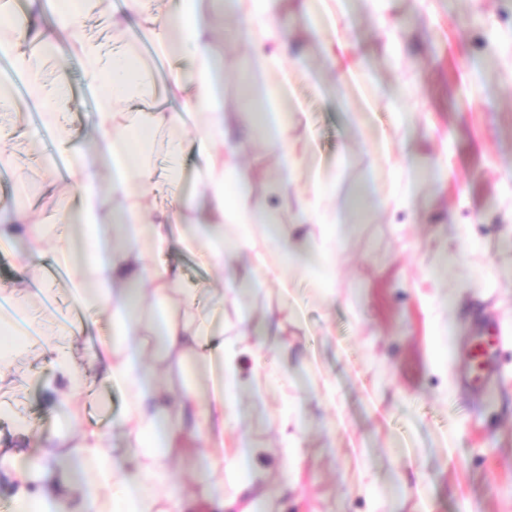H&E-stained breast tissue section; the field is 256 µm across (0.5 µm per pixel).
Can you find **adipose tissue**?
<instances>
[{"label": "adipose tissue", "mask_w": 512, "mask_h": 512, "mask_svg": "<svg viewBox=\"0 0 512 512\" xmlns=\"http://www.w3.org/2000/svg\"><path fill=\"white\" fill-rule=\"evenodd\" d=\"M100 0H56L52 13V36L68 35L93 80L104 89L102 105L93 128L99 141L89 152L72 129L56 126L59 151L69 157L68 172L59 175L53 154L43 156L34 175L42 181H63L76 196L78 207L63 211L61 223L79 226V238L58 236L52 248H44L41 224L26 212L14 209L0 225V242L10 243L17 271L23 277L39 279L47 252L66 256L76 243L84 250L76 277L85 284L86 326L107 320V338L91 346L82 363L62 352L59 341L68 335L67 326L52 324L37 329L41 347L55 355L57 373L66 389L60 407L77 417L79 406L69 391L83 376L95 374L122 386L125 411L121 422L126 438L124 457H116L109 436L99 429L67 431L42 438V456L24 459L22 453L0 448V474L15 488L14 512H196L206 503L211 512H224V477L242 471L239 459L224 457V426L227 396L240 386V353L225 354L224 336L210 333L205 319L194 308V298L183 300L182 313H173L169 301L178 280L177 267L170 263L175 228L188 226L183 237L185 249L203 248L208 264L230 278H237L234 262L246 255L247 274L280 275L269 261V245L288 247L293 232L282 224L279 214L256 211L246 204L250 174L226 161L225 152L241 150L231 140L224 123V58L214 47L218 19L231 15L241 22L245 38L255 44L248 58V76L269 74L279 61L265 52L268 44H284L287 30L280 24L281 0H174L165 13L148 9L145 0H130L126 13H112L115 36L130 25L146 29L173 57L189 60L188 70L175 69L162 100L154 102L142 135L166 136L167 166L164 178L179 187L183 179L181 147L186 124L184 113L203 115L200 127L204 145L206 178L201 193L185 195L165 211L146 205L145 187L152 170L141 153L132 149L116 124L131 103L152 96L156 77L150 65L124 54L104 59L98 46L78 39L76 30L83 17ZM29 31L0 16V56L19 72L39 111L54 119L59 106L44 91L47 62L26 46ZM112 167V193L122 199L112 210L113 223L122 227L124 242L107 243V228L101 217L104 200L95 180L99 160ZM234 225L236 235L226 240L225 225ZM147 287L155 298V316L143 323L130 300L131 285ZM219 370L221 383L210 398H202L187 379L189 361ZM203 439L201 459L216 481L200 483L194 494L172 489L151 494L162 472L172 461L180 442Z\"/></svg>", "instance_id": "ef3b65f1"}]
</instances>
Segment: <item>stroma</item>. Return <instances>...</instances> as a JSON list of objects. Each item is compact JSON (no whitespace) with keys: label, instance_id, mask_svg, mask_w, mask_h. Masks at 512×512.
<instances>
[{"label":"stroma","instance_id":"stroma-1","mask_svg":"<svg viewBox=\"0 0 512 512\" xmlns=\"http://www.w3.org/2000/svg\"><path fill=\"white\" fill-rule=\"evenodd\" d=\"M125 9L103 0L80 37L111 53L109 16ZM283 20L295 192L341 217L333 239L313 216L293 240L326 243L331 265L283 249L285 282L221 287L198 254L169 253L225 348L249 350L241 379H265L262 396L228 401L242 419L224 455L251 465L225 483L224 512H512V0H339L332 19L321 0H288ZM335 34L354 79L325 65ZM217 48L232 120L254 47L228 27ZM241 135L249 207L279 208L263 130ZM27 290L45 321L83 320L55 260ZM269 315L279 328L262 329ZM479 336L491 375L471 389ZM11 371L0 404L38 433L97 427L122 448L121 386L87 376L72 421L53 355L29 348Z\"/></svg>","mask_w":512,"mask_h":512}]
</instances>
